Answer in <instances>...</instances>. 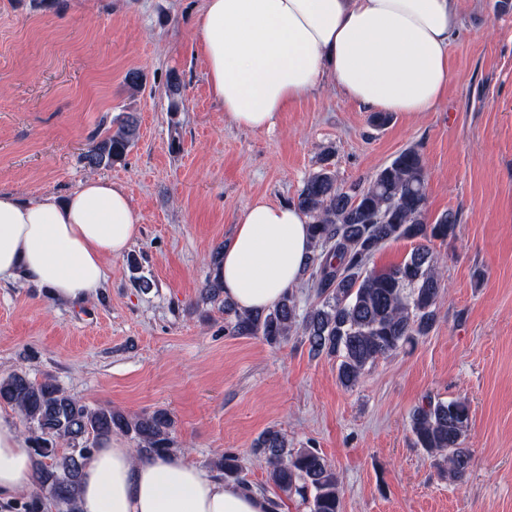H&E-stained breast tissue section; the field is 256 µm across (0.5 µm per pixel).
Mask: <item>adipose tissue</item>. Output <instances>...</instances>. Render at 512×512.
<instances>
[{
    "label": "adipose tissue",
    "instance_id": "adipose-tissue-1",
    "mask_svg": "<svg viewBox=\"0 0 512 512\" xmlns=\"http://www.w3.org/2000/svg\"><path fill=\"white\" fill-rule=\"evenodd\" d=\"M460 11V0H206L195 30L225 120L261 131L326 85L370 112L429 111L448 85ZM140 234L125 189L102 177L63 199L25 201L0 189V283L30 281L67 303L92 300L106 260L124 255ZM311 252L302 211L255 200L224 245V294L243 312L272 308L299 284ZM33 486L30 443L18 419L0 413V506ZM79 509L272 512L273 505L186 457L136 458L113 437L82 471Z\"/></svg>",
    "mask_w": 512,
    "mask_h": 512
}]
</instances>
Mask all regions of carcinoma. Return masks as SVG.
<instances>
[{"instance_id":"carcinoma-1","label":"carcinoma","mask_w":512,"mask_h":512,"mask_svg":"<svg viewBox=\"0 0 512 512\" xmlns=\"http://www.w3.org/2000/svg\"><path fill=\"white\" fill-rule=\"evenodd\" d=\"M170 111L179 110L183 82L172 72L167 80ZM138 133L137 120L127 115L115 133L92 140L84 155L90 169L122 161ZM325 152L309 174L296 204L309 219L313 250L304 273L317 303L299 312L296 292L288 289L279 302L262 312H239L224 299V312L234 314L236 336L260 337L280 345L300 332L315 355L340 359L338 379L356 385L365 371L433 329L444 290L440 257L431 244L456 233L458 215L448 210L431 219L426 209L427 169L418 150L402 151L365 185L338 184ZM417 242L401 264L375 270L368 263L392 240ZM214 277L205 297L224 293L219 276L220 253L213 255ZM15 407L28 424L35 448L37 485L49 495L55 512H78L83 466L96 445L117 432L136 441V455H171L173 421L162 410L130 417L110 406L91 407L68 394L52 379L32 381L12 373L0 378V404ZM470 420L465 401L425 399L412 413L415 444L438 459L442 476L457 481L469 467L470 450L463 446ZM69 448L59 453V444ZM264 457L268 482L287 496L308 502L310 512H341V480L316 448H291L281 430L265 429L254 444ZM224 480L243 483V458L228 451L214 462Z\"/></svg>"}]
</instances>
